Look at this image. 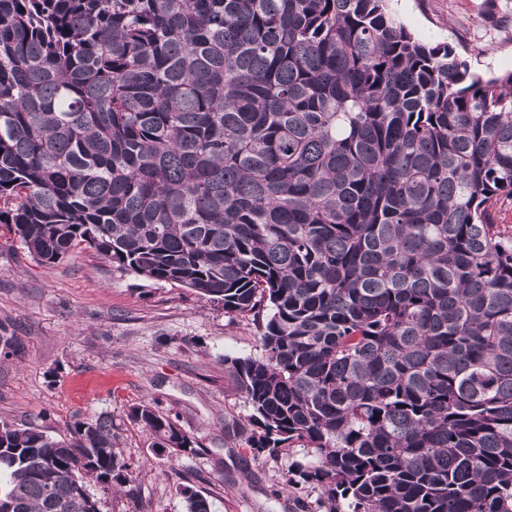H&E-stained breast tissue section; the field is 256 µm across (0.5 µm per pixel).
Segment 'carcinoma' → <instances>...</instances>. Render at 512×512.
Returning a JSON list of instances; mask_svg holds the SVG:
<instances>
[{"mask_svg": "<svg viewBox=\"0 0 512 512\" xmlns=\"http://www.w3.org/2000/svg\"><path fill=\"white\" fill-rule=\"evenodd\" d=\"M511 206L512 71L386 0H0V227L252 317L245 447L306 448L323 512H512ZM128 470L107 414L0 419V512H100Z\"/></svg>", "mask_w": 512, "mask_h": 512, "instance_id": "carcinoma-1", "label": "carcinoma"}]
</instances>
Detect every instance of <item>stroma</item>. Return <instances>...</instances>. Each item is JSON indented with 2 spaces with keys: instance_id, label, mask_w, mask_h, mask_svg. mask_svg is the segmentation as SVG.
Masks as SVG:
<instances>
[{
  "instance_id": "1",
  "label": "stroma",
  "mask_w": 512,
  "mask_h": 512,
  "mask_svg": "<svg viewBox=\"0 0 512 512\" xmlns=\"http://www.w3.org/2000/svg\"><path fill=\"white\" fill-rule=\"evenodd\" d=\"M422 42L448 43L489 77L512 71V0H390ZM0 324L25 353L0 363V417L40 426L53 437L73 422L112 417L129 464L125 492L100 498V512H185L181 486L212 497L216 512H299L316 508L309 485L284 491L305 449L275 455L246 450L240 426L250 413L224 376L225 356L261 352L245 316L194 290L120 275L83 253L53 265L33 261L0 235ZM153 403L195 442L171 456L154 448L128 416Z\"/></svg>"
}]
</instances>
